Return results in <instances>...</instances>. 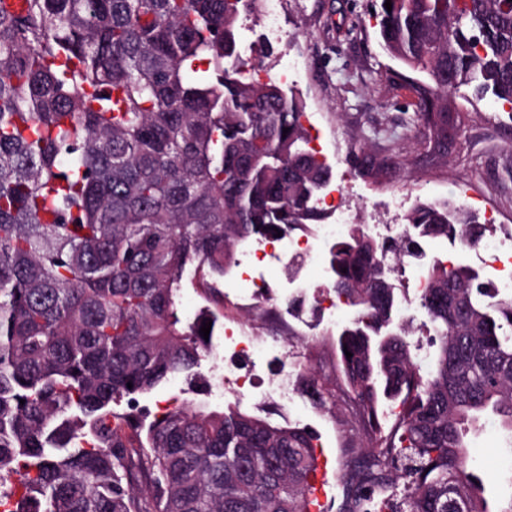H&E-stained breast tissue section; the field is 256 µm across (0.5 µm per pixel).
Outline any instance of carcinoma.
<instances>
[{
  "mask_svg": "<svg viewBox=\"0 0 512 512\" xmlns=\"http://www.w3.org/2000/svg\"><path fill=\"white\" fill-rule=\"evenodd\" d=\"M386 0L376 38L420 74L404 136L448 154V102L463 89L512 106V8L500 0ZM260 0H0V512H309L312 436L201 400L160 415L140 398L181 376L212 391L201 361L221 324L181 291L224 280L237 247L322 224L330 167L299 120L304 102L244 71L240 20ZM207 61L202 70L199 63ZM288 132H283V129ZM367 157L362 176L390 174ZM416 244L476 245L479 213L418 201ZM330 286L356 308L336 366L310 364L324 407L349 394L339 512L493 510L466 464L465 425L487 410L512 431V295L466 264L425 267L419 302L436 352L424 376L382 244L359 225L336 242ZM347 272H342V269ZM352 357H347L346 352ZM132 387H127V383ZM399 403L388 425L382 399ZM25 403H20V400ZM125 403L126 409L117 406Z\"/></svg>",
  "mask_w": 512,
  "mask_h": 512,
  "instance_id": "1",
  "label": "carcinoma"
}]
</instances>
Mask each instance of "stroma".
<instances>
[{"instance_id":"1","label":"stroma","mask_w":512,"mask_h":512,"mask_svg":"<svg viewBox=\"0 0 512 512\" xmlns=\"http://www.w3.org/2000/svg\"><path fill=\"white\" fill-rule=\"evenodd\" d=\"M375 0H283V40L264 62L268 79L280 81L285 63H292L295 80L290 91L300 95L305 109L321 118L325 155L332 166L330 191L350 208L364 229L382 224L395 227L399 211L387 208L390 198L407 204L440 195L456 197L461 190L479 196L512 225V114L493 98L457 105L467 118V131L447 158L427 162L421 149L403 139L404 127L415 110L410 92L394 82L399 64L378 45ZM365 139L372 154L389 155L402 170L383 183L353 174L349 153ZM227 315L259 341L283 349L282 362L291 372L307 364L312 342L327 327L311 310H304L291 327H282L276 303L265 310L228 309ZM244 410L274 423L324 431L341 427L352 412L344 405L329 411L318 408L304 392H297L290 408H283L262 392L241 399ZM512 434L488 421L470 439L468 464L485 479L491 496L512 497Z\"/></svg>"}]
</instances>
